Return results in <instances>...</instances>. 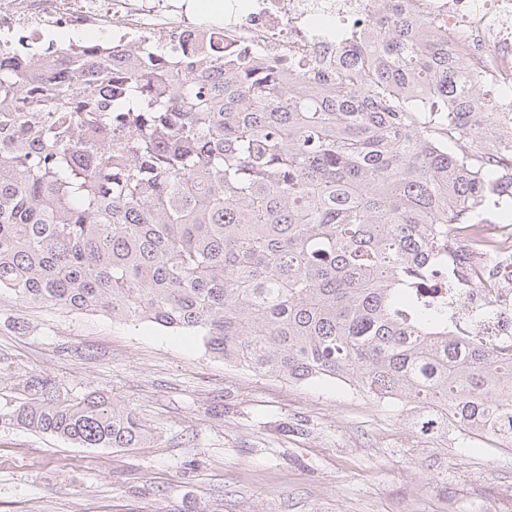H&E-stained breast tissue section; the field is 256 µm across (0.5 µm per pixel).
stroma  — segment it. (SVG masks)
<instances>
[{"label": "stroma", "mask_w": 512, "mask_h": 512, "mask_svg": "<svg viewBox=\"0 0 512 512\" xmlns=\"http://www.w3.org/2000/svg\"><path fill=\"white\" fill-rule=\"evenodd\" d=\"M110 392L155 437L78 448L0 426V512H512L498 440L416 433L349 385L225 362L199 336L0 295V406L19 375Z\"/></svg>", "instance_id": "obj_1"}]
</instances>
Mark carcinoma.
<instances>
[{"label":"carcinoma","mask_w":512,"mask_h":512,"mask_svg":"<svg viewBox=\"0 0 512 512\" xmlns=\"http://www.w3.org/2000/svg\"><path fill=\"white\" fill-rule=\"evenodd\" d=\"M383 2L336 72L288 88L210 47L115 62L71 43L0 67V294L195 332L255 372L347 381L424 435L512 446V350L452 334L415 289L498 177L441 114L479 140L496 112L432 18ZM17 390L0 426L79 448L152 437L106 393Z\"/></svg>","instance_id":"obj_1"}]
</instances>
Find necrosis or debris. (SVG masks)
I'll return each mask as SVG.
<instances>
[{"label": "necrosis or debris", "mask_w": 512, "mask_h": 512, "mask_svg": "<svg viewBox=\"0 0 512 512\" xmlns=\"http://www.w3.org/2000/svg\"><path fill=\"white\" fill-rule=\"evenodd\" d=\"M379 0H224V16L210 20L186 0H0V44H33L44 28L59 31L111 28L122 51L133 40L160 39L178 55L209 42L225 54L245 52L291 85L299 71L335 66L353 40L368 36ZM447 28L448 47L464 54L471 74L502 92L494 107L512 123V0H418ZM461 248L425 296L448 291V318L467 336L512 349V227L479 220L457 232Z\"/></svg>", "instance_id": "necrosis-or-debris-1"}]
</instances>
